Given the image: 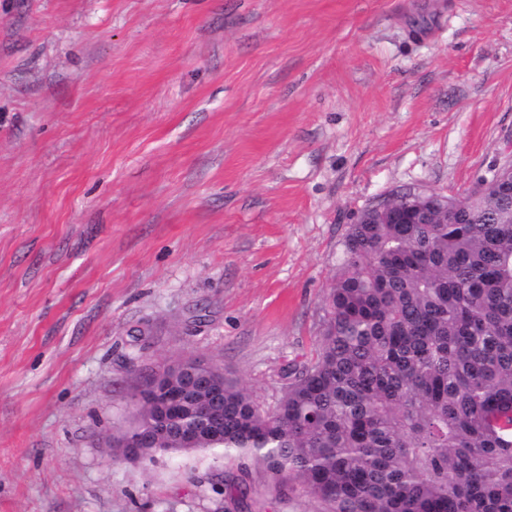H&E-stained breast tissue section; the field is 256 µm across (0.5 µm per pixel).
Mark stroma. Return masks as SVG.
I'll return each mask as SVG.
<instances>
[{"instance_id":"35a3bbf8","label":"stroma","mask_w":512,"mask_h":512,"mask_svg":"<svg viewBox=\"0 0 512 512\" xmlns=\"http://www.w3.org/2000/svg\"><path fill=\"white\" fill-rule=\"evenodd\" d=\"M509 148L512 0H0V512H224L221 451L112 460L132 384L274 406L348 226Z\"/></svg>"}]
</instances>
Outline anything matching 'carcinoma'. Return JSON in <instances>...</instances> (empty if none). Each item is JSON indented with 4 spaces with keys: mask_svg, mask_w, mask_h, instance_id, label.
Segmentation results:
<instances>
[{
    "mask_svg": "<svg viewBox=\"0 0 512 512\" xmlns=\"http://www.w3.org/2000/svg\"><path fill=\"white\" fill-rule=\"evenodd\" d=\"M498 212L472 194L446 224L350 225L315 353L284 369L275 407L191 357L171 426L162 380L120 436L178 452L191 432L324 512H512V221ZM248 493L224 478L236 507Z\"/></svg>",
    "mask_w": 512,
    "mask_h": 512,
    "instance_id": "cac0c4a2",
    "label": "carcinoma"
}]
</instances>
